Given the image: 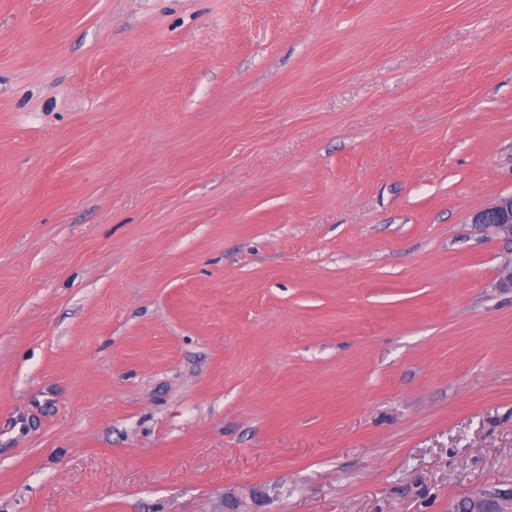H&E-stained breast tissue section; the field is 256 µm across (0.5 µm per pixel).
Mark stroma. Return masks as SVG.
Wrapping results in <instances>:
<instances>
[{
  "label": "stroma",
  "mask_w": 512,
  "mask_h": 512,
  "mask_svg": "<svg viewBox=\"0 0 512 512\" xmlns=\"http://www.w3.org/2000/svg\"><path fill=\"white\" fill-rule=\"evenodd\" d=\"M512 0H0V512L512 489ZM470 224L486 237L512 243V195L471 214Z\"/></svg>",
  "instance_id": "35a3bbf8"
}]
</instances>
